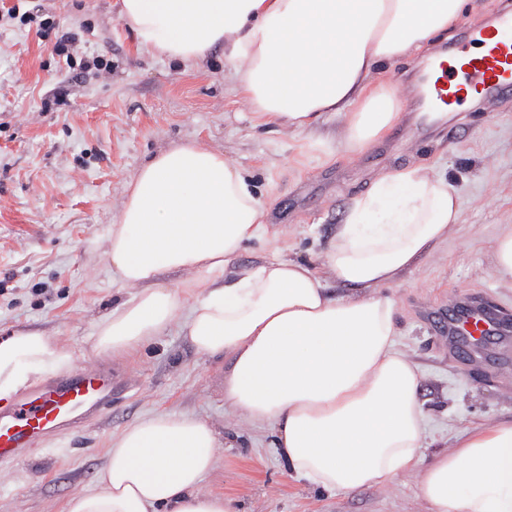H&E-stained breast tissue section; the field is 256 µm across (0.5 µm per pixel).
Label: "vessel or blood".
I'll list each match as a JSON object with an SVG mask.
<instances>
[{
  "label": "vessel or blood",
  "mask_w": 512,
  "mask_h": 512,
  "mask_svg": "<svg viewBox=\"0 0 512 512\" xmlns=\"http://www.w3.org/2000/svg\"><path fill=\"white\" fill-rule=\"evenodd\" d=\"M419 86L429 89L434 112H452L468 97L494 101L512 97V8L487 25L472 26L463 47L450 58L421 63ZM448 346L477 361L489 346L512 354V312L479 294L454 304L444 322ZM127 381L111 367L84 363L0 403V460H21L36 440L80 428L87 418L110 408Z\"/></svg>",
  "instance_id": "b4317fda"
}]
</instances>
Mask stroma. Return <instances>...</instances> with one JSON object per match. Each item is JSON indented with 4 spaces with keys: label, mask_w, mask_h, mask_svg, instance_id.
Returning <instances> with one entry per match:
<instances>
[{
    "label": "stroma",
    "mask_w": 512,
    "mask_h": 512,
    "mask_svg": "<svg viewBox=\"0 0 512 512\" xmlns=\"http://www.w3.org/2000/svg\"><path fill=\"white\" fill-rule=\"evenodd\" d=\"M0 1L19 8L12 17L0 11V338L35 329L74 359H97L100 319L130 296L104 256V237L118 221L128 181L171 145L200 141L224 152L268 202V223L290 226L288 238L245 246L239 270L278 255L317 265L352 196L390 169L426 164L457 187L461 224L401 283L382 289L396 302V347L423 373L430 436L420 454L438 453L461 429L512 419V376L496 381V355L471 367L436 332L449 307L471 292L512 310V287L488 272L497 234L512 226V100L471 99L449 117L463 124L454 140L410 131L406 111L354 152L341 146L329 113L320 131L337 147L325 155L306 134L252 123L238 84L226 77L223 51L195 67L139 46L116 0ZM500 5L466 0L448 32L378 65L374 79L399 87L418 62L459 45L469 24L490 19ZM32 13L51 28L26 23ZM66 31L80 33L83 54L109 59L111 70L67 77L54 51ZM110 363L125 371L129 391L81 429L38 441L23 461L0 462V512H64L72 493L96 492L112 434L156 412L223 427L226 447L204 487L242 512H429L413 477L333 494L292 477L270 430L243 432L225 420L230 356L198 352L181 329Z\"/></svg>",
    "instance_id": "obj_1"
}]
</instances>
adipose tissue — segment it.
<instances>
[{"label":"adipose tissue","mask_w":512,"mask_h":512,"mask_svg":"<svg viewBox=\"0 0 512 512\" xmlns=\"http://www.w3.org/2000/svg\"><path fill=\"white\" fill-rule=\"evenodd\" d=\"M464 0H120L142 46L184 64L224 58L255 124L291 133L340 118L346 146L376 139L400 116V93L372 69L448 30ZM267 204L222 151L192 142L144 163L126 187L105 256L133 295L98 325L96 346L128 355L180 327L198 351L228 354L224 409L270 429L291 475L327 490L382 487L420 473L429 512H512V422L467 431L431 460L419 368L395 347L400 281L460 222L452 183L427 165L378 176L352 197L319 267L276 257L238 272L266 239ZM183 274L181 287L160 274ZM348 286L330 294L329 282ZM52 337L18 330L0 341V399L70 365ZM215 424L159 412L109 441L95 493L64 512H239L206 492L219 462Z\"/></svg>","instance_id":"obj_1"}]
</instances>
